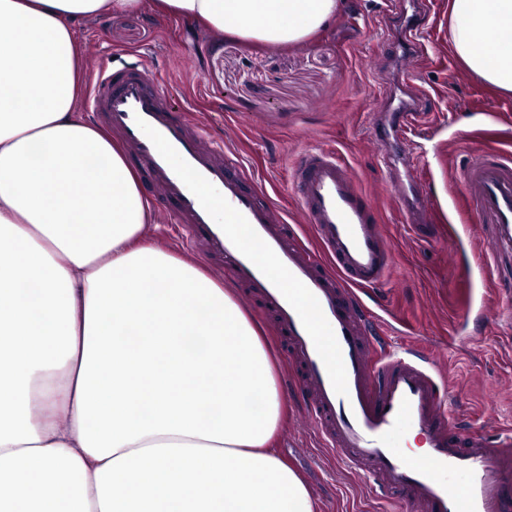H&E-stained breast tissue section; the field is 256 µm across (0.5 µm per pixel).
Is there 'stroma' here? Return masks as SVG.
<instances>
[{
  "instance_id": "obj_1",
  "label": "stroma",
  "mask_w": 512,
  "mask_h": 512,
  "mask_svg": "<svg viewBox=\"0 0 512 512\" xmlns=\"http://www.w3.org/2000/svg\"><path fill=\"white\" fill-rule=\"evenodd\" d=\"M410 0H345L328 28L303 45L215 40L192 22L140 13L103 15L78 29L88 64L112 68L116 56L148 60L161 87L191 106L210 135L233 146L253 172V187L301 221L289 165L302 150L324 147L354 171L374 200L393 267L373 289L372 309L388 331L426 350L452 379V408L469 426L497 436L512 427V307L476 267L478 242L465 234L459 178L478 149L512 151V97L467 73L448 40V0H428L412 64L422 98L410 135L414 183L430 202V228L405 221L396 189L408 177L380 161L371 134L376 99L401 53L396 24ZM456 266H449V257ZM485 302L486 318L462 317V299ZM288 416L276 446L310 482L318 512H394L372 481L338 466L305 417L287 353L279 355Z\"/></svg>"
}]
</instances>
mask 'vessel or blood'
Wrapping results in <instances>:
<instances>
[{
    "mask_svg": "<svg viewBox=\"0 0 512 512\" xmlns=\"http://www.w3.org/2000/svg\"><path fill=\"white\" fill-rule=\"evenodd\" d=\"M89 102L130 166L146 172L187 245L222 257L249 297L275 315L323 446L407 512H512V433L492 440L464 426L449 410L433 359L373 334L359 294L384 281L391 252L350 166L314 148L291 171L302 220L326 256L321 262L280 206L249 187L236 154L183 117L149 65L94 72ZM381 109L389 114L378 129L388 166L407 153L414 108L389 98ZM460 178L484 258L512 261V156L478 152ZM415 432L427 452L409 461L402 444Z\"/></svg>",
    "mask_w": 512,
    "mask_h": 512,
    "instance_id": "b4317fda",
    "label": "vessel or blood"
}]
</instances>
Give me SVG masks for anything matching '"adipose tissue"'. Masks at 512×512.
Instances as JSON below:
<instances>
[{"instance_id": "adipose-tissue-1", "label": "adipose tissue", "mask_w": 512, "mask_h": 512, "mask_svg": "<svg viewBox=\"0 0 512 512\" xmlns=\"http://www.w3.org/2000/svg\"><path fill=\"white\" fill-rule=\"evenodd\" d=\"M341 0H0V512H317L272 447L286 401L232 289L150 241L123 149L79 112L76 26L150 12L303 44ZM512 94V0H449Z\"/></svg>"}]
</instances>
